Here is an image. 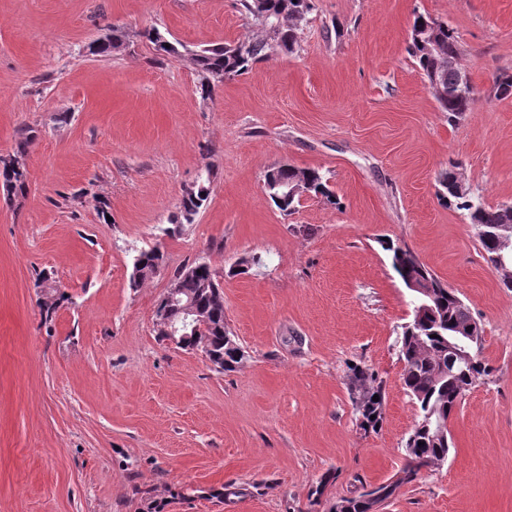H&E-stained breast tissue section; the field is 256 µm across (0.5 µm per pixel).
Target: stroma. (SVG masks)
I'll return each mask as SVG.
<instances>
[{"mask_svg":"<svg viewBox=\"0 0 512 512\" xmlns=\"http://www.w3.org/2000/svg\"><path fill=\"white\" fill-rule=\"evenodd\" d=\"M313 4L295 53L204 99L142 33L235 41L251 30L238 0H0V157L25 141L27 176L23 198L0 188V512H328L355 479L391 480L416 407L396 344L412 295L385 239L458 291L491 374L452 417L446 462L381 512H512V290L437 182L454 159L485 205H512V98L489 95L512 73V0ZM419 14L464 50L477 94L460 123L407 51ZM114 27L126 48L90 54ZM283 164L318 169L336 204L276 208L264 175ZM205 172L207 203L174 226ZM149 248L165 272L132 287ZM194 260L222 283L234 371L157 334L168 276ZM46 281L66 296L49 322ZM354 363L384 382L375 432L356 425Z\"/></svg>","mask_w":512,"mask_h":512,"instance_id":"1","label":"stroma"}]
</instances>
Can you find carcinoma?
Masks as SVG:
<instances>
[{
    "label": "carcinoma",
    "mask_w": 512,
    "mask_h": 512,
    "mask_svg": "<svg viewBox=\"0 0 512 512\" xmlns=\"http://www.w3.org/2000/svg\"><path fill=\"white\" fill-rule=\"evenodd\" d=\"M243 12L255 28L253 34L242 39L207 47L201 50L180 49L169 41L167 36L156 28L147 29L143 36L151 45L156 60L183 56L193 66L199 78L201 97L211 96L219 84L217 77L230 80L246 73L253 64L268 57V51L274 47L285 53L295 51L299 43L300 31L312 11V0H240ZM437 29L436 39L440 54L448 57H462V50L452 28L430 16L419 14L414 19L411 31L415 32L429 24ZM126 33L114 27L109 33L89 46L93 55L108 56L123 48ZM409 54L416 60L426 83L438 79L450 89L448 97L437 100L439 108L448 113V122L458 123L472 110L475 98L453 92L457 83V73L443 69L439 58L424 52L416 38H411ZM491 92L498 100L512 98V73L502 72L496 75ZM26 141L18 142L16 155L0 158V180L7 193L19 197L26 192V172L21 162ZM298 181L315 196H322L326 202L334 205L336 198L329 189L328 179L319 170L299 169L282 165L266 172L264 185L271 202L281 211L287 212L299 203V196L289 198L279 187L281 183ZM440 185L446 190L443 199L448 205L466 212L469 223L477 230V238L485 259L501 274L502 285L512 290V259L506 258L500 263L494 258L495 246L491 234L501 224L512 222L508 214L509 207H490L481 203L474 195L463 199L454 194L448 186V171L439 176ZM210 173L199 176L191 193L182 195L179 212L174 217L175 224H192L200 209L209 197ZM385 251L391 253L392 266L402 280L420 276L431 281L436 291L424 300L435 317L425 316L419 322L411 321L402 327L400 334V353L404 362L402 379L404 386L417 408V420L405 442L407 464L400 471L398 479L388 485L372 490L379 501H385L397 488L416 480L420 470L435 465L448 458L452 448L451 434L439 437L427 425L430 420L447 423L459 408L462 399L475 384L490 375V368L481 356L483 333L475 336V342L469 344L470 362L452 364L448 353V343L460 335V329L476 322L468 306L459 293L440 281L429 269L405 247L391 240L382 242ZM162 254L154 248L138 251L133 259V268L141 271V276L133 279L138 285L153 278L155 260ZM182 296L188 298L204 316L206 333L193 338L192 344L209 356L224 359L231 371L241 363L244 353L238 343L226 341L232 332L224 323V297L221 282L211 267L200 261L187 263L174 270ZM349 390L358 417L368 420L376 428L383 420V387L378 375L367 367L351 368ZM363 491L351 492V497H342L349 512H365Z\"/></svg>",
    "instance_id": "obj_1"
}]
</instances>
